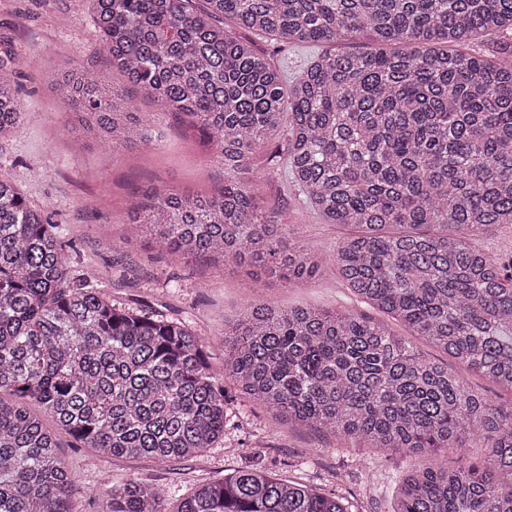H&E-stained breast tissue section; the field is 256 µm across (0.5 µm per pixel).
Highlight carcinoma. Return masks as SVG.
I'll list each match as a JSON object with an SVG mask.
<instances>
[{"label":"carcinoma","mask_w":512,"mask_h":512,"mask_svg":"<svg viewBox=\"0 0 512 512\" xmlns=\"http://www.w3.org/2000/svg\"><path fill=\"white\" fill-rule=\"evenodd\" d=\"M103 71L74 67L51 88L75 143L148 148L160 136L132 86L190 116L224 169L213 196L155 191L130 200L129 235L153 232L191 260L248 268L261 287L316 275L322 253L291 245L238 178L273 133L282 161L324 224H351L335 255L347 288L407 331L345 310L256 300L224 328V368L178 319L112 303L88 273L69 275V243L47 206L0 173V512H73L84 489L58 436L114 458L165 463L224 435L225 384L290 425L407 457L392 512H512V412L501 411L424 340L512 390V277L475 245L512 224V42L497 59L461 50L512 31V0H92ZM293 43L366 34L370 52H325L289 79L228 25ZM0 51V142L27 115ZM407 229L388 235L385 227ZM55 421L56 431L44 415ZM479 463L423 467L421 456ZM100 512H166L139 481L97 493ZM176 512H354L260 467L203 484Z\"/></svg>","instance_id":"obj_1"}]
</instances>
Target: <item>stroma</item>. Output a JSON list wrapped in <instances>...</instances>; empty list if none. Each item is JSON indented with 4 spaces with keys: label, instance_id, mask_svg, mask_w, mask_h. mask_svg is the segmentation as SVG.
Wrapping results in <instances>:
<instances>
[{
    "label": "stroma",
    "instance_id": "obj_1",
    "mask_svg": "<svg viewBox=\"0 0 512 512\" xmlns=\"http://www.w3.org/2000/svg\"><path fill=\"white\" fill-rule=\"evenodd\" d=\"M250 40L261 53L275 52L291 76L322 52L318 46L275 43L256 34ZM0 41L24 61L14 81L29 111L13 136L0 143V173L10 176L31 205L46 204L56 211L71 244L72 275L96 271L99 287L113 302L182 320L207 340L210 362L217 369L224 363L225 320L256 298L281 307L344 309L400 333L397 323L357 299L337 274L333 255L351 228L322 223L283 171L268 166L265 154H256L252 161L253 190L260 205L287 225L292 243H308L322 251V267L310 282L284 286L272 281L257 288L244 270L208 260L186 262L148 235L128 239L125 220L131 195L154 190L211 193L223 185L224 172L213 160L211 146L185 116L153 111L136 90L131 93L133 103L162 132L156 146L120 148L113 154L93 142L73 147L64 114L42 74L97 63L89 0H0ZM415 347L428 360L447 364L449 372L461 375L501 408H512L511 391L463 370L425 341H416ZM229 414L223 438L211 448L168 463L112 458L72 437H61L60 456L76 482L88 490L75 512H98L95 491L131 479L159 487L172 506L196 487L261 461L282 479L324 492L355 494L359 512H390L395 496L391 477L405 463L401 453L343 447L332 434L275 420L237 393ZM365 467L373 472L368 485L358 479Z\"/></svg>",
    "mask_w": 512,
    "mask_h": 512
}]
</instances>
